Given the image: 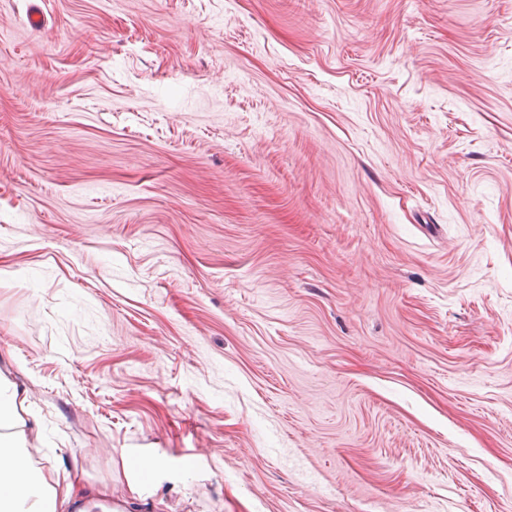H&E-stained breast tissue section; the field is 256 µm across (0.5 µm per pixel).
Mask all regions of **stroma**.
Masks as SVG:
<instances>
[{"mask_svg": "<svg viewBox=\"0 0 512 512\" xmlns=\"http://www.w3.org/2000/svg\"><path fill=\"white\" fill-rule=\"evenodd\" d=\"M0 269L43 463L512 512V0H0Z\"/></svg>", "mask_w": 512, "mask_h": 512, "instance_id": "obj_1", "label": "stroma"}]
</instances>
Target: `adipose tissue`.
Masks as SVG:
<instances>
[{"label":"adipose tissue","mask_w":512,"mask_h":512,"mask_svg":"<svg viewBox=\"0 0 512 512\" xmlns=\"http://www.w3.org/2000/svg\"><path fill=\"white\" fill-rule=\"evenodd\" d=\"M27 401V390L0 371V512H101L111 484L87 485L76 468L36 466L41 434Z\"/></svg>","instance_id":"adipose-tissue-1"}]
</instances>
